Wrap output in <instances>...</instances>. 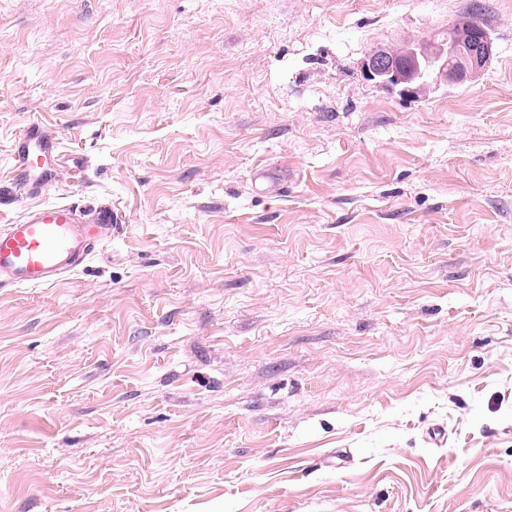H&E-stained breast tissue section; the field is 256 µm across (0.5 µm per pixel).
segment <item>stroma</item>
I'll return each mask as SVG.
<instances>
[{
  "mask_svg": "<svg viewBox=\"0 0 512 512\" xmlns=\"http://www.w3.org/2000/svg\"><path fill=\"white\" fill-rule=\"evenodd\" d=\"M34 122L122 222L0 290V512H512V0H0V225ZM482 25L479 14L471 12ZM470 17L448 27L444 38L434 35L396 47H379L361 61L367 81L418 99L441 84L453 86L478 80L492 54L488 31Z\"/></svg>",
  "mask_w": 512,
  "mask_h": 512,
  "instance_id": "1",
  "label": "stroma"
}]
</instances>
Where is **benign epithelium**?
I'll return each mask as SVG.
<instances>
[{
	"label": "benign epithelium",
	"mask_w": 512,
	"mask_h": 512,
	"mask_svg": "<svg viewBox=\"0 0 512 512\" xmlns=\"http://www.w3.org/2000/svg\"><path fill=\"white\" fill-rule=\"evenodd\" d=\"M492 54L488 31L463 17L448 26L442 38L433 36L396 47H379L361 61L366 80L418 99L435 87L478 80Z\"/></svg>",
	"instance_id": "7a95c632"
}]
</instances>
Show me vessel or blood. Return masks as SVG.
<instances>
[{"instance_id":"b4317fda","label":"vessel or blood","mask_w":512,"mask_h":512,"mask_svg":"<svg viewBox=\"0 0 512 512\" xmlns=\"http://www.w3.org/2000/svg\"><path fill=\"white\" fill-rule=\"evenodd\" d=\"M59 142L40 124L16 140L15 179L30 195L52 188L58 172ZM118 217L109 208L88 212L69 202L29 207L13 224L0 226V289L55 285L90 261L112 239Z\"/></svg>"}]
</instances>
